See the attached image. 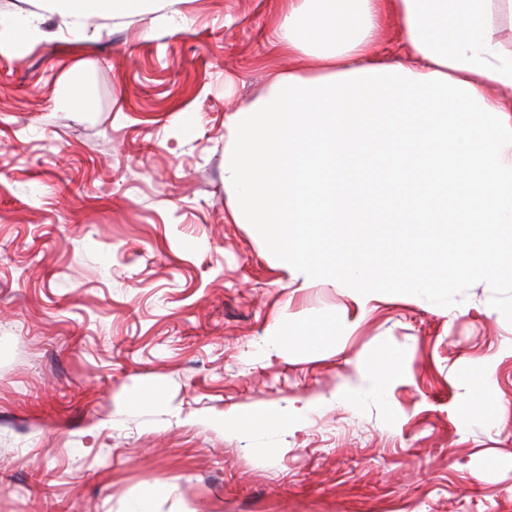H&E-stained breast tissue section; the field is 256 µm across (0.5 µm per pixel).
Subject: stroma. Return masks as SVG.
<instances>
[{"instance_id":"1","label":"stroma","mask_w":512,"mask_h":512,"mask_svg":"<svg viewBox=\"0 0 512 512\" xmlns=\"http://www.w3.org/2000/svg\"><path fill=\"white\" fill-rule=\"evenodd\" d=\"M285 4L78 21L0 0L47 33L0 52V512H126L151 491L156 512H512V264L447 275L441 309L361 304L236 220L224 155L235 110L292 66L273 40ZM74 74L88 108L55 111ZM323 313L336 331L316 352L295 337ZM389 346L406 370L386 401L335 402ZM477 396L507 424L465 426ZM311 400L266 451L217 423Z\"/></svg>"}]
</instances>
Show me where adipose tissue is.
<instances>
[{"label":"adipose tissue","mask_w":512,"mask_h":512,"mask_svg":"<svg viewBox=\"0 0 512 512\" xmlns=\"http://www.w3.org/2000/svg\"><path fill=\"white\" fill-rule=\"evenodd\" d=\"M71 17L145 12L148 0H52ZM512 0H287L277 42L293 61L265 95L234 115L236 145L224 181L238 217L255 225L283 266L307 279L381 293L375 224L418 225L387 234L390 281L439 300L434 240L449 213L481 224L480 244L457 241L458 270L499 271L493 243L512 233V49L498 29ZM401 53L372 60L386 16ZM403 371L392 346L357 365L337 398L385 401Z\"/></svg>","instance_id":"1"}]
</instances>
